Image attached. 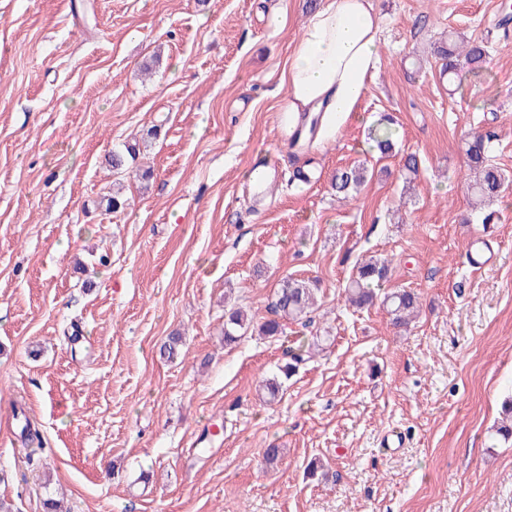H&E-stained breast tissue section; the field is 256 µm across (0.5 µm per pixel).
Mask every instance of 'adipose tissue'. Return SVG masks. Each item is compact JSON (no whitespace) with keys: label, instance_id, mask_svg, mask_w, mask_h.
Segmentation results:
<instances>
[{"label":"adipose tissue","instance_id":"1","mask_svg":"<svg viewBox=\"0 0 512 512\" xmlns=\"http://www.w3.org/2000/svg\"><path fill=\"white\" fill-rule=\"evenodd\" d=\"M377 29L369 0H327L312 15L281 74L288 89L279 107L282 125L317 114L318 141L331 136L367 90L378 62Z\"/></svg>","mask_w":512,"mask_h":512}]
</instances>
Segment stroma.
I'll use <instances>...</instances> for the list:
<instances>
[{
    "mask_svg": "<svg viewBox=\"0 0 512 512\" xmlns=\"http://www.w3.org/2000/svg\"><path fill=\"white\" fill-rule=\"evenodd\" d=\"M325 0H0V502L11 512H512V185L472 210L465 140L512 176V0H371L379 60L293 175L280 73ZM486 41L440 78L447 39ZM393 118L395 152L368 132ZM135 149L123 172L112 150ZM271 154L266 197L245 177ZM419 173L405 190L401 159ZM368 181L341 198L339 170ZM125 205L106 210L102 198ZM495 254L473 273L472 245ZM422 312L349 307L365 256ZM309 327L224 344L283 279ZM183 344L161 356L169 336ZM321 337L274 401L258 386ZM39 440L24 441L23 418ZM282 449L267 464L264 452ZM323 474L308 477L310 462ZM254 330L251 318L241 308L224 310V344L231 345Z\"/></svg>",
    "mask_w": 512,
    "mask_h": 512,
    "instance_id": "35a3bbf8",
    "label": "stroma"
}]
</instances>
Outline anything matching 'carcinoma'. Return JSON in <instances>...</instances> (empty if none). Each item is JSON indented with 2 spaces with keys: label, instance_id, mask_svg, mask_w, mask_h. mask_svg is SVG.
<instances>
[{
  "label": "carcinoma",
  "instance_id": "obj_1",
  "mask_svg": "<svg viewBox=\"0 0 512 512\" xmlns=\"http://www.w3.org/2000/svg\"><path fill=\"white\" fill-rule=\"evenodd\" d=\"M488 53V45L483 41H473L460 45L450 40L439 50L442 60L441 70L448 77V83L455 82L458 77L459 59H464L471 70H480ZM370 138L374 147L386 155L394 149L393 133L390 118L380 119L372 127ZM489 135L474 133L466 142V155L470 170L473 173L468 191L471 194L472 206L481 207L486 201L498 197L509 184L503 170L489 158ZM365 169L362 167L345 168L337 172L334 188L336 194L348 196L364 182ZM389 275V264L384 258H375L358 263L355 273L348 279L344 288V296L349 305L364 309L381 301L386 307L391 323L396 327L408 325L420 311V298L411 290L383 291V284ZM314 284L304 280L287 278L274 292L269 303L272 318L264 321L259 327H253L251 318L240 308L224 310V345L239 341L242 336L256 329L263 336L273 337L282 332L283 321L300 320L314 311Z\"/></svg>",
  "mask_w": 512,
  "mask_h": 512
}]
</instances>
